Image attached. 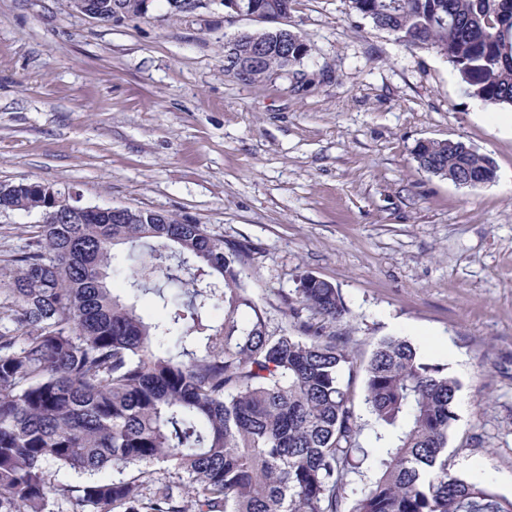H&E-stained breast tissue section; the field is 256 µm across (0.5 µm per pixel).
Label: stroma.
I'll return each instance as SVG.
<instances>
[{
  "instance_id": "35a3bbf8",
  "label": "stroma",
  "mask_w": 512,
  "mask_h": 512,
  "mask_svg": "<svg viewBox=\"0 0 512 512\" xmlns=\"http://www.w3.org/2000/svg\"><path fill=\"white\" fill-rule=\"evenodd\" d=\"M215 0L104 22L64 0H0V183L84 204L175 213L256 249L248 284L276 312L310 274L352 312L360 443L376 454L364 365L408 338L457 376L452 472L512 499V108L471 97L443 57L408 49L349 0H294L309 54L259 84L225 73L224 44L257 29ZM424 139L496 163L475 187L418 170ZM35 212L0 213V267Z\"/></svg>"
}]
</instances>
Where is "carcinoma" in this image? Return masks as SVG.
I'll list each match as a JSON object with an SVG mask.
<instances>
[{
	"mask_svg": "<svg viewBox=\"0 0 512 512\" xmlns=\"http://www.w3.org/2000/svg\"><path fill=\"white\" fill-rule=\"evenodd\" d=\"M145 0H66L103 20L146 17ZM266 4L272 22L292 0ZM404 46L436 53L469 94L512 106V0H350ZM248 31L224 72L260 83L301 62L304 39ZM417 168L455 180L493 159L461 141L416 148ZM40 182L0 185V207L45 209ZM132 224L99 214L41 224L0 273V512H48L46 465L108 481L65 488L99 512H512V499L451 472L448 436L460 380L400 337L382 339L365 368V403L392 440L373 460L359 444L345 374L354 369L350 316L338 288L306 274L281 295L273 327L247 287L254 248L183 217L134 210ZM140 255L131 292L166 316L146 320L106 285L112 249ZM224 310L216 326L210 313ZM248 318L243 319V312ZM174 347H169V342ZM375 477L350 488L365 463ZM166 463L188 474L174 487ZM356 495L346 511V491Z\"/></svg>",
	"mask_w": 512,
	"mask_h": 512,
	"instance_id": "carcinoma-1",
	"label": "carcinoma"
}]
</instances>
